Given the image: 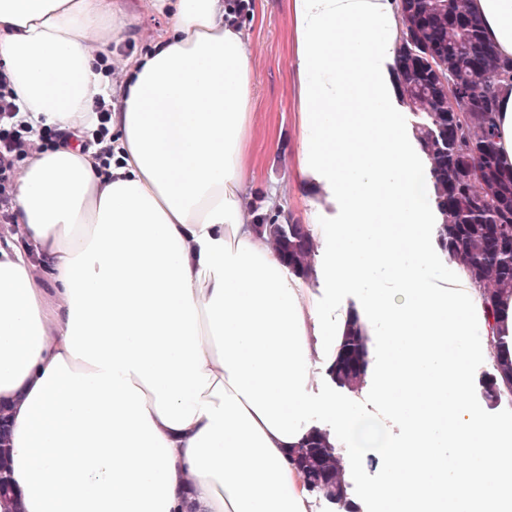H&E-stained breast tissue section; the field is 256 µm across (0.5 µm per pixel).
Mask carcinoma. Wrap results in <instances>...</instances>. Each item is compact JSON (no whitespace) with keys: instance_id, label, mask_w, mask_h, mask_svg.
<instances>
[{"instance_id":"obj_1","label":"carcinoma","mask_w":512,"mask_h":512,"mask_svg":"<svg viewBox=\"0 0 512 512\" xmlns=\"http://www.w3.org/2000/svg\"><path fill=\"white\" fill-rule=\"evenodd\" d=\"M399 37L392 75L397 97L416 118L413 126L426 155L443 217L440 248L482 288L487 312L498 319L512 297V167L497 157L499 92L512 85V62L504 60L473 17L471 0H395ZM456 98L448 101V85ZM288 272L308 276L318 243L311 225L284 223L280 213L260 216ZM365 330L350 319L330 370L341 388L357 392L368 367ZM484 382L493 403L512 401V358L496 359ZM7 418L0 413V498L11 492L6 455ZM309 491L345 512L348 497L339 448L325 431L308 432L296 451Z\"/></svg>"}]
</instances>
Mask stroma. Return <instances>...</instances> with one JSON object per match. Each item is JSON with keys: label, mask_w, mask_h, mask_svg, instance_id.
I'll return each instance as SVG.
<instances>
[{"label": "stroma", "mask_w": 512, "mask_h": 512, "mask_svg": "<svg viewBox=\"0 0 512 512\" xmlns=\"http://www.w3.org/2000/svg\"><path fill=\"white\" fill-rule=\"evenodd\" d=\"M260 23L241 15V23L252 24L251 38L256 57L253 71L255 89L256 178L246 199L262 203L276 195L295 220L315 215L324 222L321 199L299 190L293 179V165L299 145L296 104L292 92L294 41L287 0H257Z\"/></svg>", "instance_id": "stroma-1"}]
</instances>
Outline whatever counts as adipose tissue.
I'll return each mask as SVG.
<instances>
[{
	"instance_id": "obj_1",
	"label": "adipose tissue",
	"mask_w": 512,
	"mask_h": 512,
	"mask_svg": "<svg viewBox=\"0 0 512 512\" xmlns=\"http://www.w3.org/2000/svg\"><path fill=\"white\" fill-rule=\"evenodd\" d=\"M166 25L125 62L97 57L139 15L124 0H0V66L35 123L116 98L112 179L89 152L32 159L20 233L0 244V405L17 504L0 512H313L294 461L310 393L349 321L310 282L362 290L369 386L395 430L326 403L342 461L382 452L360 489L384 512H512V415L473 381L492 353L481 290L432 229L428 160L392 106V0H289L298 185L334 211L310 279L254 226V47L236 0H149ZM512 59V0H473Z\"/></svg>"
}]
</instances>
